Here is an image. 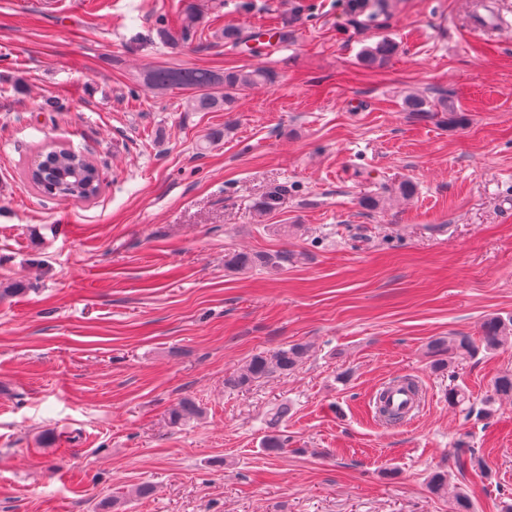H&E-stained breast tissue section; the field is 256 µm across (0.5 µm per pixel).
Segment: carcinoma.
I'll list each match as a JSON object with an SVG mask.
<instances>
[{
    "label": "carcinoma",
    "instance_id": "cac0c4a2",
    "mask_svg": "<svg viewBox=\"0 0 512 512\" xmlns=\"http://www.w3.org/2000/svg\"><path fill=\"white\" fill-rule=\"evenodd\" d=\"M385 0H363V8L354 11L352 0H344L345 14L355 24L373 20L382 13ZM199 23V16L193 6H187L185 13L175 19L174 25L164 24L158 28L161 41L174 47L191 43V32ZM217 35L224 43L237 49L245 48L251 56L261 54L263 42L258 35H245L234 28H225ZM395 53V45L384 38L366 48L363 60L369 66L387 62ZM272 73L261 67L216 73L209 69L157 67L148 70L144 83L151 91H165L180 88L188 91L186 110L189 112H222L237 96L272 81ZM31 183L43 196L51 199L97 197L102 188L97 166L85 155L67 148H51L37 155L28 170ZM288 261V256L276 254L235 253L227 263L237 270H246L255 265L277 270ZM512 341V318L497 316L485 320L481 327L479 341L469 336H449L437 339L430 345L434 356V367L438 370L450 368V364L474 357L481 351L493 352ZM308 347L296 343L280 348L270 354L260 352L254 355L235 374L226 380L233 389H246L254 383L273 375H287L295 371L307 357ZM494 394L499 398L512 399V372L504 371L493 383ZM202 416V409L194 401L185 399L173 407L168 421L173 426L183 425Z\"/></svg>",
    "mask_w": 512,
    "mask_h": 512
}]
</instances>
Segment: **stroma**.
I'll list each match as a JSON object with an SVG mask.
<instances>
[{
    "label": "stroma",
    "instance_id": "1",
    "mask_svg": "<svg viewBox=\"0 0 512 512\" xmlns=\"http://www.w3.org/2000/svg\"><path fill=\"white\" fill-rule=\"evenodd\" d=\"M176 2L0 0V512H455L437 471L504 512L512 401L492 384L512 344L448 373L428 345L512 317V0H490L508 22L490 33L475 0H388L369 27L344 0H194L187 53L156 34ZM220 26L270 44L245 55ZM385 37L395 55L367 66ZM154 66L275 80L188 112L143 86ZM411 97L448 107L422 120ZM53 145L97 164L98 197L38 194L26 172ZM238 252L288 260L238 272ZM295 343L292 373L226 386ZM405 374L425 407L382 425L372 396ZM185 398L204 414L171 426Z\"/></svg>",
    "mask_w": 512,
    "mask_h": 512
}]
</instances>
